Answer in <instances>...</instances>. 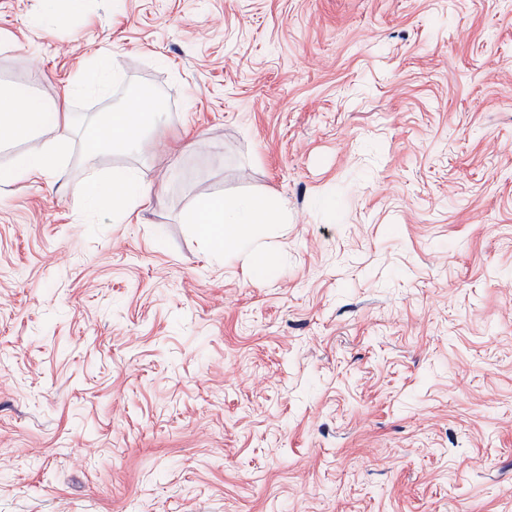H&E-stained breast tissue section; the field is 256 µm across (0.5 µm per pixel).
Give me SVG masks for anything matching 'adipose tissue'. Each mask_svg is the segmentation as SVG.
Wrapping results in <instances>:
<instances>
[{
  "mask_svg": "<svg viewBox=\"0 0 512 512\" xmlns=\"http://www.w3.org/2000/svg\"><path fill=\"white\" fill-rule=\"evenodd\" d=\"M54 118V113L45 111L38 99L23 95L12 86L0 85V148L13 143L24 147L13 165L0 171L1 187L57 171L56 150L41 140L46 124ZM162 122V112L152 103L136 112L121 110L109 113L106 121L87 141L86 150L91 154L104 150L120 153L143 151L149 132ZM147 192L134 169L117 168L110 180L87 183L83 197L91 207L109 202L113 207L125 209L131 202L145 197ZM185 220L193 224L199 237L214 251L246 255L254 279L260 281L270 274L272 259L259 244L258 236L264 227L279 221L271 200L247 195L227 202L206 196L196 210L186 215Z\"/></svg>",
  "mask_w": 512,
  "mask_h": 512,
  "instance_id": "obj_1",
  "label": "adipose tissue"
}]
</instances>
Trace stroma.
<instances>
[{
	"mask_svg": "<svg viewBox=\"0 0 512 512\" xmlns=\"http://www.w3.org/2000/svg\"><path fill=\"white\" fill-rule=\"evenodd\" d=\"M1 81L70 127L0 189V512H512V0H0ZM204 190L286 209L265 280ZM108 68V58L106 56H101L97 66L94 69L85 72L76 82V84L86 89L103 92L106 90L105 77ZM148 104L138 112H110L95 135L86 142V151L96 154L102 150L120 153L142 152L149 132L163 122L164 112L146 97ZM144 187L132 168H117L112 170V177L105 182L92 181L85 185L83 197L89 207L111 202L113 208H123L130 211L135 202L146 196ZM134 201L133 205H130ZM130 205V206H129Z\"/></svg>",
	"mask_w": 512,
	"mask_h": 512,
	"instance_id": "35a3bbf8",
	"label": "stroma"
}]
</instances>
